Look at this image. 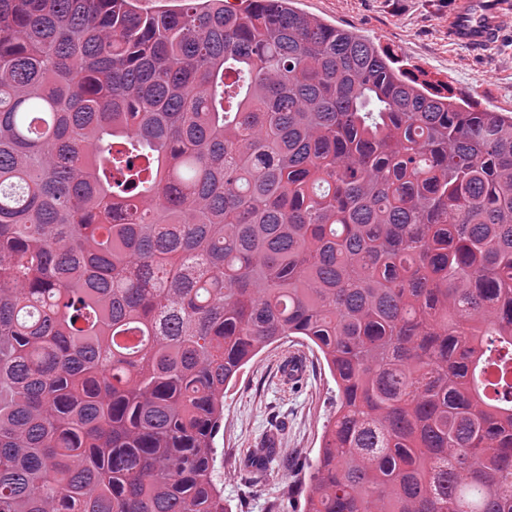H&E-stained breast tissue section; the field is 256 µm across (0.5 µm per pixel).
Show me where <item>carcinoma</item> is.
Here are the masks:
<instances>
[{
  "label": "carcinoma",
  "mask_w": 512,
  "mask_h": 512,
  "mask_svg": "<svg viewBox=\"0 0 512 512\" xmlns=\"http://www.w3.org/2000/svg\"><path fill=\"white\" fill-rule=\"evenodd\" d=\"M137 2L0 0V512H231L290 336L305 512H512V115L291 0ZM304 365L289 379L288 359ZM336 383L317 349L289 337L262 350L224 390V420L218 430L215 481L232 512H303L311 470L336 411ZM272 442L276 454L265 469L248 461Z\"/></svg>",
  "instance_id": "obj_1"
}]
</instances>
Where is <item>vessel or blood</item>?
Here are the masks:
<instances>
[{"mask_svg": "<svg viewBox=\"0 0 512 512\" xmlns=\"http://www.w3.org/2000/svg\"><path fill=\"white\" fill-rule=\"evenodd\" d=\"M501 16L500 0H460L448 21V32L457 43L485 45L498 36Z\"/></svg>", "mask_w": 512, "mask_h": 512, "instance_id": "obj_1", "label": "vessel or blood"}]
</instances>
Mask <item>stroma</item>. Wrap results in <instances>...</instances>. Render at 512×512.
<instances>
[{
  "instance_id": "obj_1",
  "label": "stroma",
  "mask_w": 512,
  "mask_h": 512,
  "mask_svg": "<svg viewBox=\"0 0 512 512\" xmlns=\"http://www.w3.org/2000/svg\"><path fill=\"white\" fill-rule=\"evenodd\" d=\"M457 0H294L299 11L349 29L393 52L406 68L448 84L480 109L512 113V12L491 44L468 48L448 35ZM300 359L302 376L285 373ZM336 383L317 349L291 337L262 350L224 391V420L215 436V481L232 512H303L309 465L336 411ZM276 454L254 469L251 456L266 443Z\"/></svg>"
}]
</instances>
